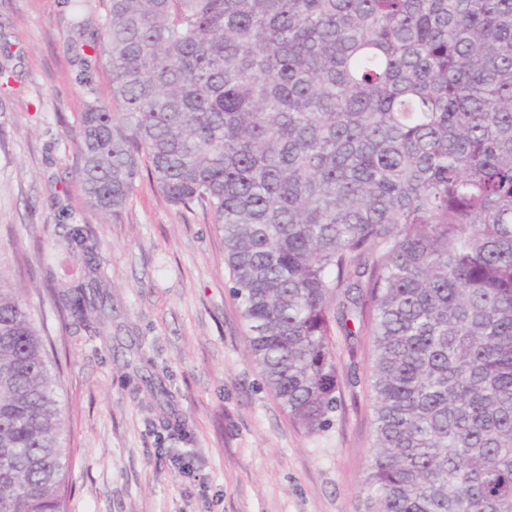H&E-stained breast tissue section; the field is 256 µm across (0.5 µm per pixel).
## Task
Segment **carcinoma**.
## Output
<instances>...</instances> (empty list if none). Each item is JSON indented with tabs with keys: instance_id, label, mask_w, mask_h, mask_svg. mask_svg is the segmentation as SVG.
I'll return each instance as SVG.
<instances>
[{
	"instance_id": "cac0c4a2",
	"label": "carcinoma",
	"mask_w": 512,
	"mask_h": 512,
	"mask_svg": "<svg viewBox=\"0 0 512 512\" xmlns=\"http://www.w3.org/2000/svg\"><path fill=\"white\" fill-rule=\"evenodd\" d=\"M112 73L70 140L87 204L141 168L224 235L248 355L331 428L334 336H372L363 512H512V0H106ZM84 277L46 285L112 317ZM357 325L352 329L349 324ZM47 337L0 273V512H65Z\"/></svg>"
}]
</instances>
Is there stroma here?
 Returning a JSON list of instances; mask_svg holds the SVG:
<instances>
[{
    "label": "stroma",
    "mask_w": 512,
    "mask_h": 512,
    "mask_svg": "<svg viewBox=\"0 0 512 512\" xmlns=\"http://www.w3.org/2000/svg\"><path fill=\"white\" fill-rule=\"evenodd\" d=\"M104 3L77 13L71 0H0V272L53 338L66 512H361L370 336H337L342 407L331 429L305 435L248 357L209 213L176 209L145 174L120 215L87 206L68 134L89 96L111 94L105 59L81 49ZM76 223L107 276L103 337L38 297L48 280L80 278Z\"/></svg>",
    "instance_id": "stroma-1"
}]
</instances>
